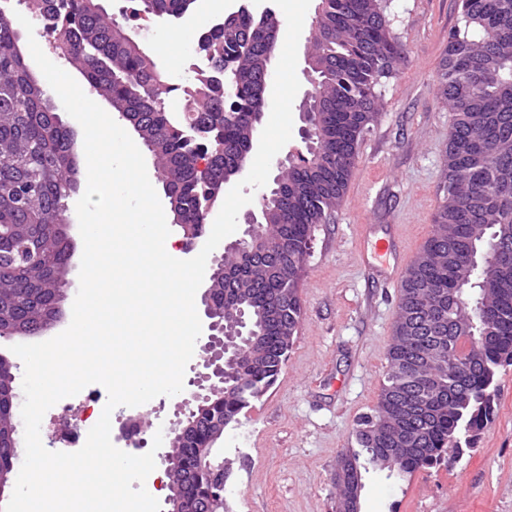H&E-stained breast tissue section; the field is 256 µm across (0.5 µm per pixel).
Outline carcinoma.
I'll return each instance as SVG.
<instances>
[{"label":"carcinoma","mask_w":512,"mask_h":512,"mask_svg":"<svg viewBox=\"0 0 512 512\" xmlns=\"http://www.w3.org/2000/svg\"><path fill=\"white\" fill-rule=\"evenodd\" d=\"M193 0H142L144 11L180 18ZM310 30L314 91L331 101L320 113L325 136L319 155H303L288 165L275 190L288 196V209L263 223L272 232L288 225L289 261L303 264L314 229L330 218L343 198L354 168L359 140L379 107L377 88L392 77L400 49L381 0H320ZM61 56L78 69L112 106L118 119L137 120L135 131L149 148L170 211L184 234L206 230L208 196L217 188L212 173H233L252 141V116L264 111L261 87L271 76L279 23L242 7L209 31L198 49L217 68L172 83L153 58L127 38L124 25L96 0H28ZM464 30L448 36L438 71L440 94L452 112L453 131L444 159L441 205L435 232L403 280L389 350L391 370L407 365L409 375L388 377L375 408L377 436L356 431L359 449L343 457L336 474L346 494L362 483L369 468L407 477L421 468L447 463L472 448L474 437L493 416L498 370L512 365V273H473L467 251L482 249L490 235L512 253V0H461ZM192 100L183 118L169 113L166 100ZM77 168L71 128L65 125L49 89L33 79L17 46L16 19L0 12V330L35 331L54 318L56 293L68 285L69 243L59 219L65 194L74 188ZM463 251L448 270V247ZM233 288L213 285L211 308H231L232 289L257 302H270L288 289V327L301 315L300 275L288 266L271 280L263 267L233 252L224 257ZM475 291V302L498 311L494 338L474 344L482 331L471 311L449 305L461 284ZM262 366L242 360L224 392L212 396L194 419L199 428L175 452L179 468L173 488L192 512H205L212 496H224V471L214 463L216 422L237 416L271 387L289 346H274ZM459 353L448 361V350ZM478 367L469 368L467 362ZM409 432L416 443L400 451L391 435Z\"/></svg>","instance_id":"obj_1"}]
</instances>
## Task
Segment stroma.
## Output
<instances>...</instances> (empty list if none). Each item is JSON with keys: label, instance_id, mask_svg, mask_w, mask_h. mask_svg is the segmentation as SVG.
Segmentation results:
<instances>
[{"label": "stroma", "instance_id": "stroma-1", "mask_svg": "<svg viewBox=\"0 0 512 512\" xmlns=\"http://www.w3.org/2000/svg\"><path fill=\"white\" fill-rule=\"evenodd\" d=\"M388 12L402 49L399 73L381 87L341 205L314 230L282 371L217 443L224 512H337L341 458L356 447L358 422L387 382L400 283L387 277L395 257L375 258L371 244L393 224L413 257L434 232L450 121L437 70L449 33L464 25L460 0H389ZM184 24L147 13L129 24L175 82L185 77L179 58L161 52L158 40ZM497 385L495 416L473 449L403 479L364 472L361 512H512V366L498 372ZM181 402L159 396L112 415L139 423L150 440L181 418Z\"/></svg>", "mask_w": 512, "mask_h": 512}]
</instances>
